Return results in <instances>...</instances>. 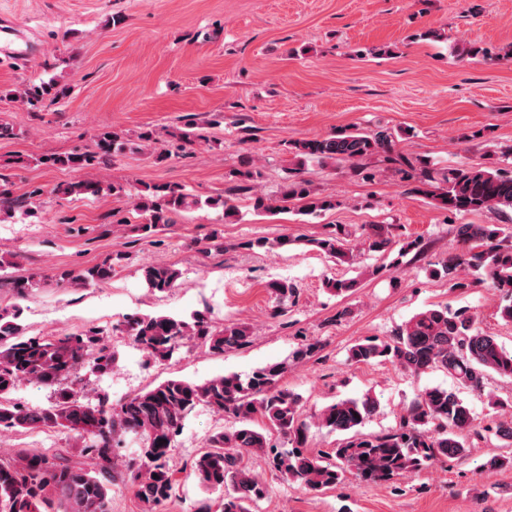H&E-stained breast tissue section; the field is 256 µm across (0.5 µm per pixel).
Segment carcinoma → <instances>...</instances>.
Here are the masks:
<instances>
[{
  "mask_svg": "<svg viewBox=\"0 0 512 512\" xmlns=\"http://www.w3.org/2000/svg\"><path fill=\"white\" fill-rule=\"evenodd\" d=\"M69 91V86L51 79L25 85L19 98L28 111L39 112L45 105L65 99ZM154 143L156 137L149 130L134 140L120 132L102 131L83 152L50 154L37 162L47 167L96 171L110 163L114 152ZM287 145L301 163L325 159L355 163L379 152L395 161L390 156L394 151L392 134L384 130H356L289 141ZM431 185L435 189H429ZM56 191L93 197L126 193L123 185L102 178L71 182ZM414 192L433 197L437 207L455 214L512 210V171L473 166L443 173L425 170ZM289 201L296 202L305 215L316 216L336 207L334 198L316 196L304 180L292 183L278 199L254 197L253 207L275 214L288 209ZM201 203L220 206L226 214L232 210L222 196L191 201L176 186L147 185L133 197V210L142 219L136 229L145 237L158 234L174 223L172 214ZM456 237V252L448 255L437 274L448 278L453 287L464 288L462 272L482 273L500 296V317L512 323V234L498 224H460ZM308 244L339 263L356 257L346 239L336 233L312 238ZM394 244L392 234L378 227L368 250L389 252ZM122 260L123 254L118 253L110 261L64 277L84 286L99 284L112 277ZM141 275L150 288L170 292L176 288L180 273L170 266L145 264ZM324 285L343 295L353 291L358 282L329 278ZM268 288L279 313L297 291V285L288 279L272 281ZM20 317L17 306L0 308V432L39 428L72 432L86 464H72L61 454L16 449L12 460L0 461V512H112V485L121 473L109 466L110 454L127 435L138 441L137 457L129 462L128 470L140 512H156L157 506L172 496L177 483L176 470L169 464L175 440L188 416L200 406L230 415L240 426L211 434L195 456L190 475L202 489L222 493L215 503L201 502L196 512H251V505L267 492L264 481L244 463L245 457L255 453L267 455L276 472L303 489L322 492L336 488L348 474L387 481L442 459L461 458L470 441L483 438L458 393L435 386L424 389L401 417L398 428L385 434L359 431L377 409V402L369 397L338 400L326 406L317 416L319 425L347 437L328 451L312 454L308 451L310 426L302 417L298 399L279 386L288 370L286 361L260 367L244 380L235 374L201 384L172 378L116 405L106 395L93 404L85 400L83 391L61 382L74 375L81 364L100 375L112 371L116 354L105 342L104 332L89 328L64 336L29 337L23 335ZM112 330L126 334L139 350L161 359L172 357L189 340L222 354L249 345L254 335L245 322L218 328L201 312L188 320L165 314L130 315ZM348 359L353 364L385 361L416 375L440 370L460 387L485 396L495 413L512 405L485 392L491 375L512 381V351L505 349L497 336L479 328L466 308L424 310L395 328L387 340L367 338L353 344ZM23 382L58 386L54 401L46 407H30L15 400L11 394ZM257 417L283 436L286 448L274 447L266 435L252 427Z\"/></svg>",
  "mask_w": 512,
  "mask_h": 512,
  "instance_id": "cac0c4a2",
  "label": "carcinoma"
}]
</instances>
